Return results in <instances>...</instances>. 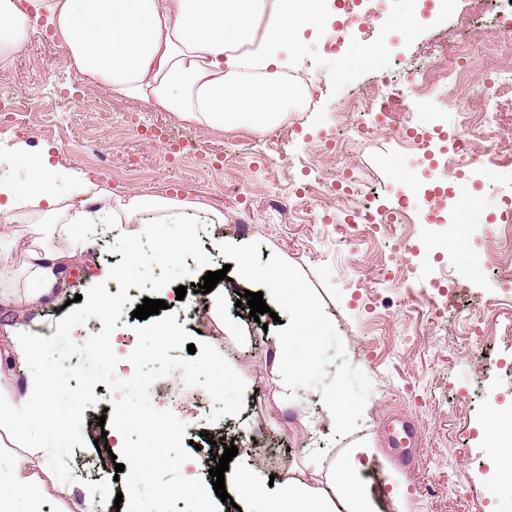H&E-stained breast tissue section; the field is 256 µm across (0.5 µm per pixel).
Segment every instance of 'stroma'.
I'll return each instance as SVG.
<instances>
[{
	"label": "stroma",
	"instance_id": "obj_1",
	"mask_svg": "<svg viewBox=\"0 0 512 512\" xmlns=\"http://www.w3.org/2000/svg\"><path fill=\"white\" fill-rule=\"evenodd\" d=\"M357 11L367 22L359 44L327 51L331 23L323 20L288 49L284 73L289 87L297 92L307 76L318 93L313 102L297 93L289 104V111L303 113L301 125H291L284 116L261 130L188 124L174 113L91 85L68 66L58 42L37 35L0 65V94L28 87L51 129L23 132L14 116L4 114L0 140L25 143L34 154L50 151L60 170L80 171L116 197L177 193L204 201L225 218L224 224L205 225L198 233L210 271L234 262L232 253L216 248L214 237L220 234L249 252L259 275L293 276L312 298V323L292 325L286 307L276 302L256 320L236 309L241 287L232 284L224 293L227 331L215 335L194 309L195 293L188 291L180 300L170 285L160 293L192 344L215 346L247 383L239 415L214 424L207 420L213 404L205 390L183 386L180 374L157 380L150 390L157 408L173 411L186 423L184 438L199 444L201 460L210 458L209 438L237 446L225 479L233 481L241 469L251 474L246 512H257L261 499L277 493L288 478H310L314 468L328 469L342 462L348 449L364 445L374 450L371 465L386 476L381 491L398 500L401 512H503L504 503L487 492L498 473L478 427L490 409L512 407V270L502 267L507 252L502 232L512 225V172L499 171L488 181L480 171L500 142L512 141V101L504 102L500 125L481 134L467 166L456 169L448 166L447 138L470 132L460 124L465 96L443 105L429 101L421 129L432 142L420 151L406 150L386 135L374 113L365 118L367 142L337 154L335 109L351 89L374 84L412 103L404 72L442 60L445 43L455 37L457 14H479L474 38L512 42V8L502 0H457L454 10L433 12L421 0H371ZM381 44L386 47L382 56L361 58V51ZM340 72L345 75L341 81L336 78ZM158 129L170 141L191 135L196 152L168 158L167 143L153 136ZM88 141L107 148L106 162L81 151ZM346 167L359 170L377 188L380 206L392 207L404 192L402 169L419 182L446 184L443 206L432 219L414 211L411 223L387 235L354 229L349 208L340 201L329 203L323 226L312 222L309 202L289 213L275 210V196L302 193ZM228 182L237 184V192H225ZM460 185L476 196L478 222L462 221L455 195ZM75 235L95 242L91 272L121 261V254L108 250L116 235L105 223L58 229L50 242L64 249ZM421 289L438 307L437 324L428 322L425 306L410 301ZM84 292L81 286L63 289L29 313L30 327L53 335L57 321L69 312L68 300ZM288 327L314 342L313 348L294 349L308 370L293 383L273 359ZM474 336L491 350L490 360L479 362L469 354ZM176 387L180 398L169 399L168 391ZM330 393L348 395L354 409L344 428L325 437L318 432L323 413L316 402ZM97 396L98 404L83 412L85 444L74 447L68 460L78 496L86 494L90 482L105 480L117 490L133 480L130 471L116 472L94 445L101 435L98 420L113 403L109 389ZM397 414L413 420L422 434L415 450L419 463L411 471L388 439L387 421ZM151 486L153 495L144 499L147 512H186L177 474L156 469Z\"/></svg>",
	"mask_w": 512,
	"mask_h": 512
}]
</instances>
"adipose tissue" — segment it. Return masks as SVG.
Wrapping results in <instances>:
<instances>
[{
	"instance_id": "obj_1",
	"label": "adipose tissue",
	"mask_w": 512,
	"mask_h": 512,
	"mask_svg": "<svg viewBox=\"0 0 512 512\" xmlns=\"http://www.w3.org/2000/svg\"><path fill=\"white\" fill-rule=\"evenodd\" d=\"M44 14L27 8L24 0H0V61H8L36 33L40 23L52 26L70 64L112 94L141 100L180 119L221 130L251 126L263 129L287 111L293 93L278 70L281 54L297 35V20L316 15V0H44ZM28 176L22 184H0V214L24 212L28 223L0 232V267L21 265L23 278L14 288L11 305L16 318L5 337L8 350L36 353L48 336L33 332L26 316L56 295L68 268L84 263L90 243L74 240L69 250L47 243L52 222L112 223L128 244V259L138 262L137 243L159 235L162 225L176 224L179 237L169 242L162 258L177 256L194 245L190 215L220 224L224 215L200 200L174 196L132 195L112 198L91 190L82 173L59 174L43 155L27 157ZM152 213L144 222L143 213ZM268 292L286 305L295 322L314 315L311 298L282 276L266 280ZM56 381L33 375L24 395H17L0 377V447H29L42 439L44 455L64 417L55 404ZM483 444L491 458L512 459V416L493 412L482 424ZM162 466L180 474L182 489L198 512H212L215 491L197 472V460L165 458ZM9 496H0V512H42L44 501L69 499L72 490L49 463L0 472ZM261 512H389V503L362 476L359 449L332 466L326 486L287 481L266 497Z\"/></svg>"
}]
</instances>
